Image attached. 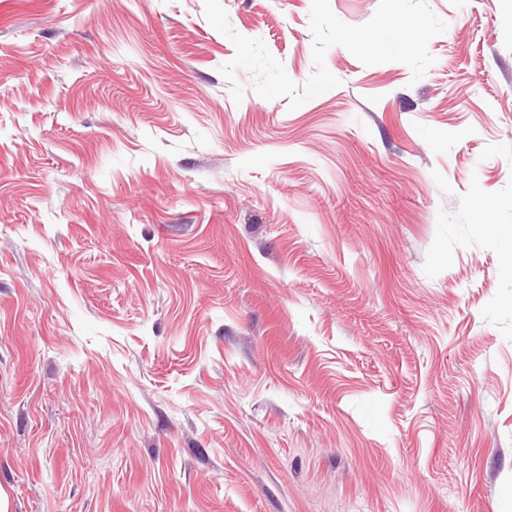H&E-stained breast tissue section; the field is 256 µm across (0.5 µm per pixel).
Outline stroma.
<instances>
[{
  "label": "stroma",
  "mask_w": 512,
  "mask_h": 512,
  "mask_svg": "<svg viewBox=\"0 0 512 512\" xmlns=\"http://www.w3.org/2000/svg\"><path fill=\"white\" fill-rule=\"evenodd\" d=\"M428 4L293 110L204 0H0V512H512V0Z\"/></svg>",
  "instance_id": "1"
}]
</instances>
